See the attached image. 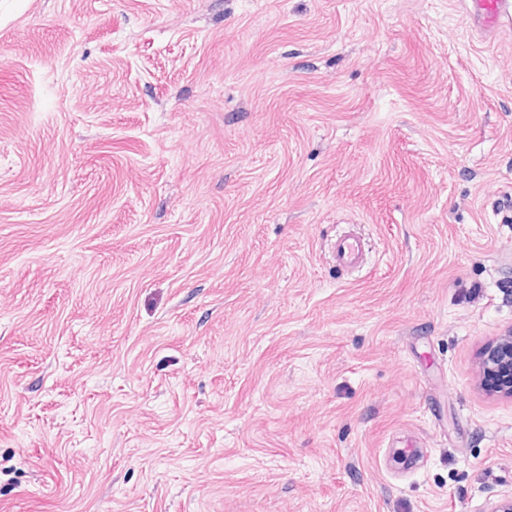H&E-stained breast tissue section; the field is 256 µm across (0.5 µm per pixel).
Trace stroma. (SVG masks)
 Wrapping results in <instances>:
<instances>
[{
  "label": "stroma",
  "mask_w": 512,
  "mask_h": 512,
  "mask_svg": "<svg viewBox=\"0 0 512 512\" xmlns=\"http://www.w3.org/2000/svg\"><path fill=\"white\" fill-rule=\"evenodd\" d=\"M467 10L0 0V512L512 497L477 372L512 329V27ZM331 251L336 264L345 269L360 267L364 257L363 241L356 235L346 233L331 244Z\"/></svg>",
  "instance_id": "1"
}]
</instances>
